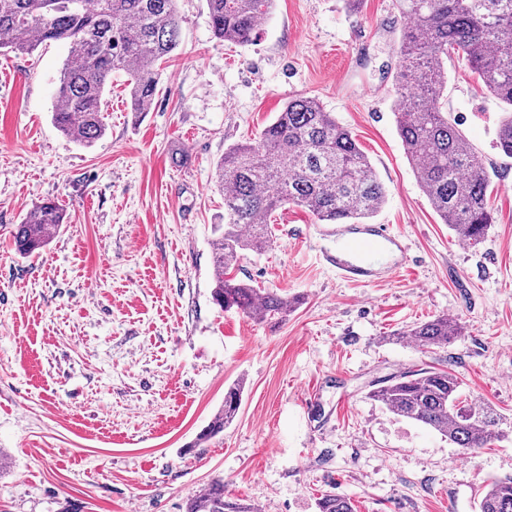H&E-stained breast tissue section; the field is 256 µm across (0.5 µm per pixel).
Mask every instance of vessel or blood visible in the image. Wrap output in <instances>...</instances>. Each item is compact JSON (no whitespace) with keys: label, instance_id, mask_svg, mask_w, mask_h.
I'll return each instance as SVG.
<instances>
[{"label":"vessel or blood","instance_id":"1","mask_svg":"<svg viewBox=\"0 0 512 512\" xmlns=\"http://www.w3.org/2000/svg\"><path fill=\"white\" fill-rule=\"evenodd\" d=\"M325 235L336 245L323 250V261L355 284L370 285L382 270L398 271L408 261L401 237L388 224H336Z\"/></svg>","mask_w":512,"mask_h":512}]
</instances>
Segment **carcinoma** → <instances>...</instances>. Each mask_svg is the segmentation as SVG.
<instances>
[{"label": "carcinoma", "instance_id": "1", "mask_svg": "<svg viewBox=\"0 0 512 512\" xmlns=\"http://www.w3.org/2000/svg\"><path fill=\"white\" fill-rule=\"evenodd\" d=\"M177 0H0V49L28 53L62 42L68 59L59 76L52 112L56 128L89 147L105 131V92L112 75L124 74L132 111L150 110L160 66L181 42ZM213 36L237 45L253 41L274 0H206ZM410 20L397 44L394 80L399 136L418 182L456 235L476 247L495 223L485 161L443 112L448 59L478 75L503 105L497 147L512 158V0H396ZM224 194V223L213 226L212 299L261 323H279L299 302L234 274L252 252L271 241L276 209L292 205L325 224H362L382 208L386 193L352 132L311 97L286 103L252 143L237 144L216 164ZM53 201L36 205L16 225V251L29 256L64 224ZM464 333L459 318L438 315L396 338L409 337L426 353ZM453 373L433 366L404 372L371 390L369 398L392 414L437 431L465 451L485 448L500 436L499 417L463 397ZM243 383L230 386L224 405L196 443L224 432L238 414ZM318 512H354L351 499L327 492ZM185 512H257L224 495L211 482L189 498ZM478 512H512V478L485 486Z\"/></svg>", "mask_w": 512, "mask_h": 512}]
</instances>
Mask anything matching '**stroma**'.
<instances>
[{
  "label": "stroma",
  "mask_w": 512,
  "mask_h": 512,
  "mask_svg": "<svg viewBox=\"0 0 512 512\" xmlns=\"http://www.w3.org/2000/svg\"><path fill=\"white\" fill-rule=\"evenodd\" d=\"M182 41L151 111L130 112L124 75L106 131L69 141L51 112L68 51L0 52V512H184L216 479L260 512H477L512 477V158L502 106L448 64L444 109L483 156L496 222L480 248L442 224L399 137L392 93L405 26L394 0H276L254 41L219 42L205 0H178ZM295 97L355 136L386 190L376 223L407 248L401 272L360 286L320 259L322 224L288 206L242 274L303 302L261 324L212 301L215 166ZM57 202L66 222L40 255L11 232ZM448 313L466 334L422 353L395 330ZM425 366L463 382L502 418L471 454L368 396ZM243 382L233 424L196 438ZM316 506L318 512H354L350 498L333 492L323 494Z\"/></svg>",
  "instance_id": "obj_1"
}]
</instances>
